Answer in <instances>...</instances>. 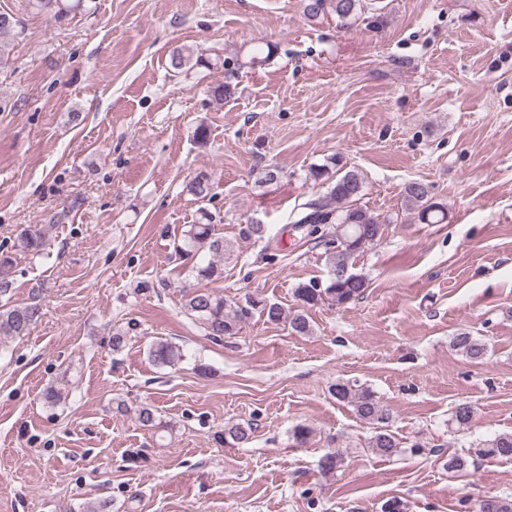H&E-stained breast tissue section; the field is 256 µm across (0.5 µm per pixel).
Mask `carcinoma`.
Wrapping results in <instances>:
<instances>
[{"label":"carcinoma","instance_id":"obj_1","mask_svg":"<svg viewBox=\"0 0 512 512\" xmlns=\"http://www.w3.org/2000/svg\"><path fill=\"white\" fill-rule=\"evenodd\" d=\"M36 6L50 11L58 24L69 19L72 12L80 9L84 0H31ZM303 14L310 20L331 12L336 15L344 28H349L366 15V0H301ZM24 34L23 22L19 13L13 10L0 11V65L7 64L3 39H16ZM170 66L179 72L210 67V60L203 51L190 52L176 47L170 54ZM314 180L325 181L329 185L327 199L310 200L301 204L300 211L292 218L293 228L302 231L311 239L322 238L326 245L325 254L329 265V278L326 283L310 280L295 289L294 297L300 310L287 314L281 305L259 296H247L233 304L224 296L205 288H196L187 294L183 302L185 312L201 322L206 334L215 341L237 332L238 326L254 315L271 323L288 322L291 333L306 335L310 324L304 310L328 300L336 306H346L358 299L368 288L367 279L352 271L351 259L377 242L383 235L385 221L362 204L366 181L362 173L344 169L342 159L330 155L324 162L310 170ZM187 193L203 199L210 194V176L200 172L186 182ZM402 208L417 216L423 224H442L448 218L445 203L434 200L429 186L422 181L405 184L402 193ZM216 217L207 211L200 214L195 224L188 225L181 241L175 243L174 253L188 260L200 251L208 252L214 260L204 266L193 265L188 274L197 279L211 280L222 274L215 259H228L231 250L224 244V238L214 233ZM239 237L270 249L271 237L266 224L252 222L239 225ZM47 243V228L43 224H30L19 236V246L39 253ZM13 260L9 253H0V297L10 293ZM40 306L35 302L0 305V338L24 335L38 320ZM452 347L474 361H481L487 354V347L481 339L466 332L452 337ZM148 356L160 367L173 366L180 362V349L170 343L156 342L149 345ZM337 401L354 407L357 417L375 426L366 447L374 454L390 456L399 447V441L388 429L389 410L376 399L372 391L361 388L350 381H338L331 389ZM474 416L471 405L460 403L448 419L449 426L464 428ZM250 428L240 425L224 430V443L237 445L247 443ZM480 453L493 459H512V432L498 433L479 443ZM476 512H512V498L486 496L475 506Z\"/></svg>","mask_w":512,"mask_h":512}]
</instances>
